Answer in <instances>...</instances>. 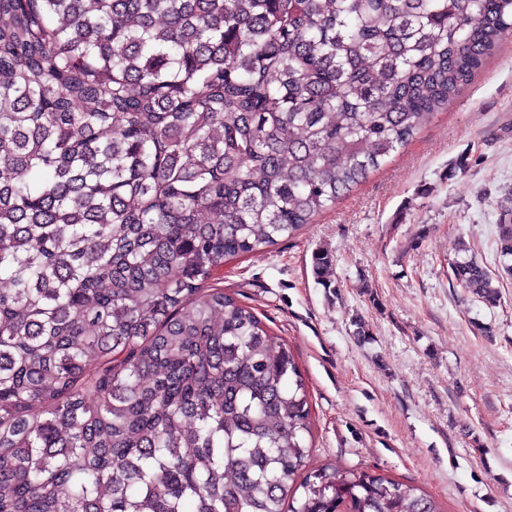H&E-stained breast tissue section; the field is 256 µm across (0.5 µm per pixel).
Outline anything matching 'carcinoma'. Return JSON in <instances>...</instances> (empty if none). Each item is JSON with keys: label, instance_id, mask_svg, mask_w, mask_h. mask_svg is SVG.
Listing matches in <instances>:
<instances>
[{"label": "carcinoma", "instance_id": "cac0c4a2", "mask_svg": "<svg viewBox=\"0 0 512 512\" xmlns=\"http://www.w3.org/2000/svg\"><path fill=\"white\" fill-rule=\"evenodd\" d=\"M511 31L512 0H0V512H444L307 468L293 356L208 280L314 223Z\"/></svg>", "mask_w": 512, "mask_h": 512}]
</instances>
